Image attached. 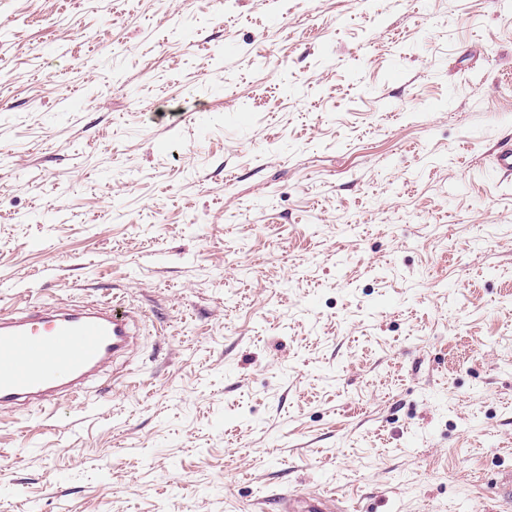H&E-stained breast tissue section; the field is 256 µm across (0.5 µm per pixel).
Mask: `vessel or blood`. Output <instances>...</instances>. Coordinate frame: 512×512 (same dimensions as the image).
<instances>
[{"label": "vessel or blood", "mask_w": 512, "mask_h": 512, "mask_svg": "<svg viewBox=\"0 0 512 512\" xmlns=\"http://www.w3.org/2000/svg\"><path fill=\"white\" fill-rule=\"evenodd\" d=\"M133 336V318L115 299L100 310L33 309L0 318V408L50 407Z\"/></svg>", "instance_id": "obj_1"}]
</instances>
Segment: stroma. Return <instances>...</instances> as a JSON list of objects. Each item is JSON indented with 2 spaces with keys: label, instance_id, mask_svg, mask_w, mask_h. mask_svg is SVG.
I'll list each match as a JSON object with an SVG mask.
<instances>
[{
  "label": "stroma",
  "instance_id": "35a3bbf8",
  "mask_svg": "<svg viewBox=\"0 0 512 512\" xmlns=\"http://www.w3.org/2000/svg\"><path fill=\"white\" fill-rule=\"evenodd\" d=\"M512 0H0V316L123 299L0 410V512H512Z\"/></svg>",
  "mask_w": 512,
  "mask_h": 512
}]
</instances>
